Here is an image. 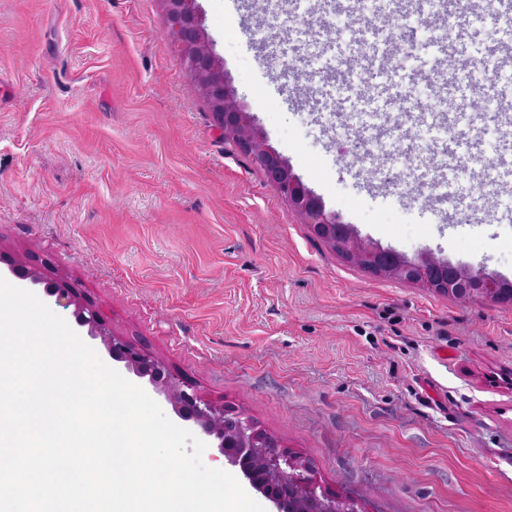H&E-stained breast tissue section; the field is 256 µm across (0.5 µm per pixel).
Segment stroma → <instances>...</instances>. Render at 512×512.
Returning <instances> with one entry per match:
<instances>
[{"instance_id": "1", "label": "stroma", "mask_w": 512, "mask_h": 512, "mask_svg": "<svg viewBox=\"0 0 512 512\" xmlns=\"http://www.w3.org/2000/svg\"><path fill=\"white\" fill-rule=\"evenodd\" d=\"M199 2L240 105L327 210L512 280V175L473 197L512 149V27L458 15L444 50L428 2L399 44L382 0L338 37L315 0L276 30L243 24L244 0ZM421 152L449 206L407 191ZM17 260L323 487L375 512H512V304L378 279L314 239L215 127L159 0H0V261Z\"/></svg>"}]
</instances>
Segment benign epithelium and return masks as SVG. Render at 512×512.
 <instances>
[{
  "instance_id": "obj_1",
  "label": "benign epithelium",
  "mask_w": 512,
  "mask_h": 512,
  "mask_svg": "<svg viewBox=\"0 0 512 512\" xmlns=\"http://www.w3.org/2000/svg\"><path fill=\"white\" fill-rule=\"evenodd\" d=\"M161 2L167 30L175 31L187 73L209 105L224 139L264 172L267 181L288 200L315 238L346 262L374 276L412 283L444 296H453L466 287L471 292L491 296L505 286V282L483 270L453 265L430 252L409 256L384 249L361 237L354 226L341 223L336 213L326 210L320 198L302 183L288 161L267 143L264 130L242 110L198 0ZM11 273L20 280L43 285L46 295L55 298L59 305H76V322L87 328L88 336L100 339L112 360L147 380L164 396L175 415L209 439L224 461L238 468L248 484L260 493L264 488L254 470L263 471L279 490L278 494L267 496L274 512H371L366 503L347 493L324 491L309 460L283 446L243 412L204 398L192 382L172 372L165 362L111 332L98 312L79 303L71 289L35 270L13 266Z\"/></svg>"
}]
</instances>
